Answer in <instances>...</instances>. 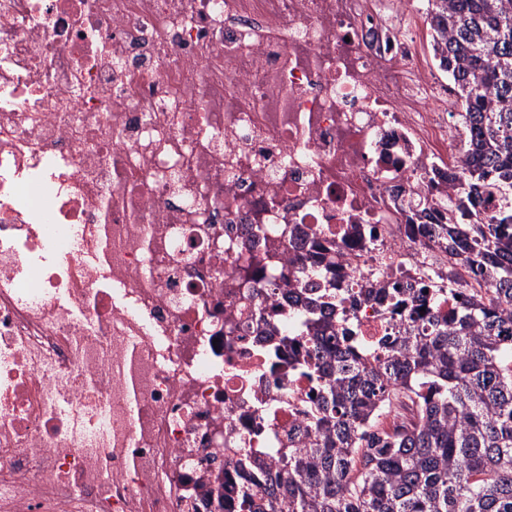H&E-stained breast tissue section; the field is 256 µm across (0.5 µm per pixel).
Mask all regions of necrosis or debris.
<instances>
[{
  "label": "necrosis or debris",
  "instance_id": "necrosis-or-debris-1",
  "mask_svg": "<svg viewBox=\"0 0 512 512\" xmlns=\"http://www.w3.org/2000/svg\"><path fill=\"white\" fill-rule=\"evenodd\" d=\"M397 0H0V512H242L316 381L308 296L447 268L450 87ZM361 342L400 320L366 300ZM256 461L241 470V454Z\"/></svg>",
  "mask_w": 512,
  "mask_h": 512
}]
</instances>
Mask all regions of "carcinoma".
<instances>
[{
    "label": "carcinoma",
    "instance_id": "carcinoma-1",
    "mask_svg": "<svg viewBox=\"0 0 512 512\" xmlns=\"http://www.w3.org/2000/svg\"><path fill=\"white\" fill-rule=\"evenodd\" d=\"M425 20L460 102L464 145L438 244L487 293L470 292L452 265L426 274L421 290L365 287L367 300L410 324L364 347L343 318L327 335L325 310L356 298L325 281L280 338L305 343L303 367L318 380L313 437L275 449L264 495L244 496L249 512H512V0H425ZM489 200L498 206L485 220ZM270 264L256 254L241 277ZM310 274L318 271L284 269L280 280L298 288ZM444 294L461 299L446 319ZM391 405L411 421L385 425Z\"/></svg>",
    "mask_w": 512,
    "mask_h": 512
}]
</instances>
